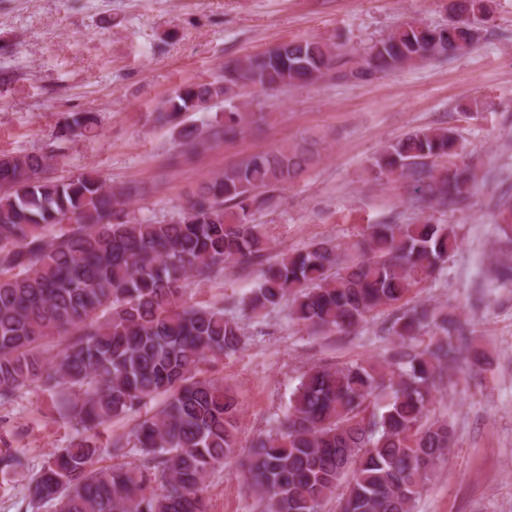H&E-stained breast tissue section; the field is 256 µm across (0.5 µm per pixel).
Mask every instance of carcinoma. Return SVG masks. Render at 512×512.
I'll return each instance as SVG.
<instances>
[{
    "mask_svg": "<svg viewBox=\"0 0 512 512\" xmlns=\"http://www.w3.org/2000/svg\"><path fill=\"white\" fill-rule=\"evenodd\" d=\"M449 26L399 25L362 55L322 39H292L224 64L210 82H188L162 100L157 120L180 144L204 148L242 134L267 113H224L216 124L184 125L210 103L312 83L326 75L355 82L470 48L476 24L492 20V0H454ZM101 120L73 112L59 126L62 145L94 137ZM460 143L450 128L423 127L391 142L367 167L371 180H402L411 206L446 209L471 196L475 171L450 158ZM322 158L316 136L262 149L201 179L179 218L133 221L132 188L113 191L92 171L51 179L58 154L0 156V407L38 385L58 399L74 426L69 446L32 466L0 439V474L29 472L27 512H209L206 482L238 460L262 512H412L445 460L454 431L432 410L448 368L485 353L448 313L405 310L387 331L399 340L389 357L303 374L275 432L244 449L241 406L223 383L200 377L210 355L240 349L230 316L291 301L289 316L314 334L350 333L382 307L396 306L420 283L441 276L460 247L452 224H371L360 238L310 243L260 269L240 303L191 302L187 290L236 264L259 263L269 241L254 215L274 192ZM494 219L512 241V199ZM432 345L414 344L423 333ZM160 399L156 411L140 414ZM138 416L122 437L99 441L96 428ZM139 451L135 466L120 462ZM114 460L102 464L103 457Z\"/></svg>",
    "mask_w": 512,
    "mask_h": 512,
    "instance_id": "cac0c4a2",
    "label": "carcinoma"
}]
</instances>
